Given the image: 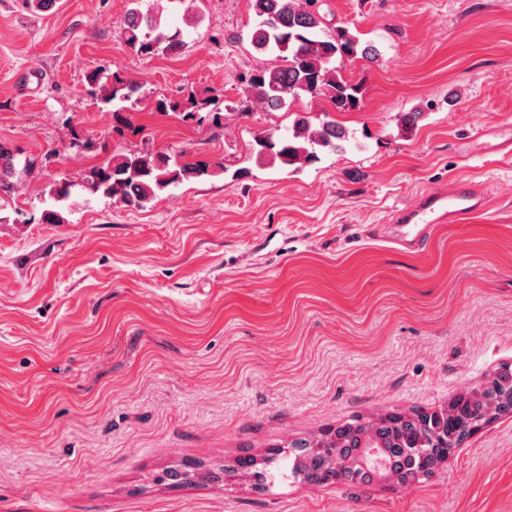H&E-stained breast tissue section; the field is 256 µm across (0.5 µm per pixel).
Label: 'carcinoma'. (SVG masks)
<instances>
[{
  "label": "carcinoma",
  "instance_id": "cac0c4a2",
  "mask_svg": "<svg viewBox=\"0 0 512 512\" xmlns=\"http://www.w3.org/2000/svg\"><path fill=\"white\" fill-rule=\"evenodd\" d=\"M254 15L250 44L272 62L252 72L244 80L243 103L276 111L288 99L301 96L325 97L337 111L361 108L363 88L343 76L344 65L356 59L374 62L379 51L361 41L360 33L345 26L328 27L319 0H248ZM163 7L152 4L129 10L122 31L123 41L136 55L177 54L184 47L183 33L162 21ZM86 94L112 112L113 130L124 134L140 131L128 110L135 105L140 85L128 80L119 69L101 67L85 77ZM212 99L189 96L183 100H160L156 110L173 112L198 124H219L220 113L209 107ZM349 141L348 132L334 120L316 118L304 111L296 115L286 130L271 127L255 139L257 158L281 167L296 169L311 165L325 151L339 152ZM16 156L0 145V189H14L10 178L16 173ZM224 171V164L189 162L184 153L130 151L116 154L106 162L86 168L77 179H62L48 191L51 202L43 209L41 224H63L64 203L73 195L109 199L114 204L143 209L169 189L185 182L213 177ZM492 418L512 414V405L491 389L475 390L453 399L448 407L409 414L390 413L368 421L356 420L311 439L291 444L288 464L276 458L264 459L257 470V459L243 456L234 464L204 473L176 464L164 472L172 485L191 483L200 477L220 480L221 472L261 476L271 486L277 481L303 480L321 484L328 464L321 449L330 448L336 457V479L354 485L409 482L428 474L448 458V442L462 443L468 434L461 428L481 418L488 408Z\"/></svg>",
  "mask_w": 512,
  "mask_h": 512
}]
</instances>
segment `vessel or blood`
<instances>
[{
    "label": "vessel or blood",
    "instance_id": "obj_1",
    "mask_svg": "<svg viewBox=\"0 0 512 512\" xmlns=\"http://www.w3.org/2000/svg\"><path fill=\"white\" fill-rule=\"evenodd\" d=\"M489 210L486 185L457 181L446 188L424 192L411 205L397 210L386 237L390 242L419 252L425 248L436 225L468 224Z\"/></svg>",
    "mask_w": 512,
    "mask_h": 512
}]
</instances>
